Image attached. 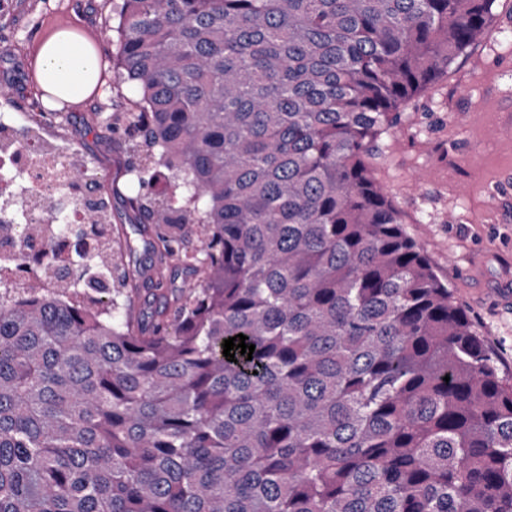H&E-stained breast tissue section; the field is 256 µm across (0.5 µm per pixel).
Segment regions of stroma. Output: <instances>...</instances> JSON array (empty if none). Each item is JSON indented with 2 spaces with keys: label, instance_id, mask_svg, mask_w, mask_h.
<instances>
[{
  "label": "stroma",
  "instance_id": "obj_1",
  "mask_svg": "<svg viewBox=\"0 0 512 512\" xmlns=\"http://www.w3.org/2000/svg\"><path fill=\"white\" fill-rule=\"evenodd\" d=\"M109 0H12L0 29V113L31 112L28 49L46 28L101 31ZM493 36L455 59L431 91L403 107L373 145L375 173L401 210L458 305L487 341L501 375H512V305L495 289H512V0H498ZM139 98L135 84L108 85L61 117L35 127L44 142L78 150L108 189L111 224L134 250L122 265L138 264L146 231L128 205L139 186L127 172L120 135L99 131L93 111L122 112Z\"/></svg>",
  "mask_w": 512,
  "mask_h": 512
}]
</instances>
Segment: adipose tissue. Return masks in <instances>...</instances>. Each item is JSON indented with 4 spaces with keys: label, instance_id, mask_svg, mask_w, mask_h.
Masks as SVG:
<instances>
[{
    "label": "adipose tissue",
    "instance_id": "ef3b65f1",
    "mask_svg": "<svg viewBox=\"0 0 512 512\" xmlns=\"http://www.w3.org/2000/svg\"><path fill=\"white\" fill-rule=\"evenodd\" d=\"M44 67L57 91L66 94L85 89L100 71V58L64 32L45 45Z\"/></svg>",
    "mask_w": 512,
    "mask_h": 512
}]
</instances>
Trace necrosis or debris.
Returning a JSON list of instances; mask_svg holds the SVG:
<instances>
[{
	"mask_svg": "<svg viewBox=\"0 0 512 512\" xmlns=\"http://www.w3.org/2000/svg\"><path fill=\"white\" fill-rule=\"evenodd\" d=\"M21 121L14 114L0 117V169L16 170L18 176L0 199V216L31 227L24 244L0 238V260L9 263L20 288L32 274L46 278L60 266L80 262V248L62 228L84 223L86 215L81 196L66 185L72 159L48 152ZM49 241L54 244L50 251L45 248Z\"/></svg>",
	"mask_w": 512,
	"mask_h": 512,
	"instance_id": "necrosis-or-debris-1",
	"label": "necrosis or debris"
}]
</instances>
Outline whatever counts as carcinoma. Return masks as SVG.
Masks as SVG:
<instances>
[{
    "label": "carcinoma",
    "instance_id": "1",
    "mask_svg": "<svg viewBox=\"0 0 512 512\" xmlns=\"http://www.w3.org/2000/svg\"><path fill=\"white\" fill-rule=\"evenodd\" d=\"M495 2L112 0L157 276L0 267V512H512V381L371 156Z\"/></svg>",
    "mask_w": 512,
    "mask_h": 512
}]
</instances>
